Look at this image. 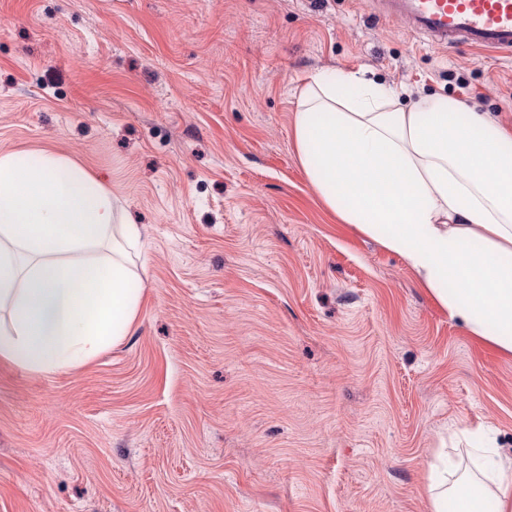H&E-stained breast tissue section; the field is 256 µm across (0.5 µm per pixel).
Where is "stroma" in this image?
<instances>
[{
    "label": "stroma",
    "instance_id": "obj_1",
    "mask_svg": "<svg viewBox=\"0 0 512 512\" xmlns=\"http://www.w3.org/2000/svg\"><path fill=\"white\" fill-rule=\"evenodd\" d=\"M359 68L512 127V55L364 0H0V150L79 161L144 233L120 343L0 363V512H429L452 429L512 455V355L299 164L298 87Z\"/></svg>",
    "mask_w": 512,
    "mask_h": 512
}]
</instances>
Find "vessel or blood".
<instances>
[{
  "mask_svg": "<svg viewBox=\"0 0 512 512\" xmlns=\"http://www.w3.org/2000/svg\"><path fill=\"white\" fill-rule=\"evenodd\" d=\"M383 19L406 23L440 47L512 50V0H376Z\"/></svg>",
  "mask_w": 512,
  "mask_h": 512,
  "instance_id": "b4317fda",
  "label": "vessel or blood"
}]
</instances>
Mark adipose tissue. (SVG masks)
<instances>
[{
    "instance_id": "ef3b65f1",
    "label": "adipose tissue",
    "mask_w": 512,
    "mask_h": 512,
    "mask_svg": "<svg viewBox=\"0 0 512 512\" xmlns=\"http://www.w3.org/2000/svg\"><path fill=\"white\" fill-rule=\"evenodd\" d=\"M298 161L324 208L399 255L450 317L512 355V131L457 99L402 103L361 71L297 91ZM142 232L86 167L0 151V361L78 366L117 343L140 307ZM439 453L430 512H512V459L493 441L467 479Z\"/></svg>"
}]
</instances>
